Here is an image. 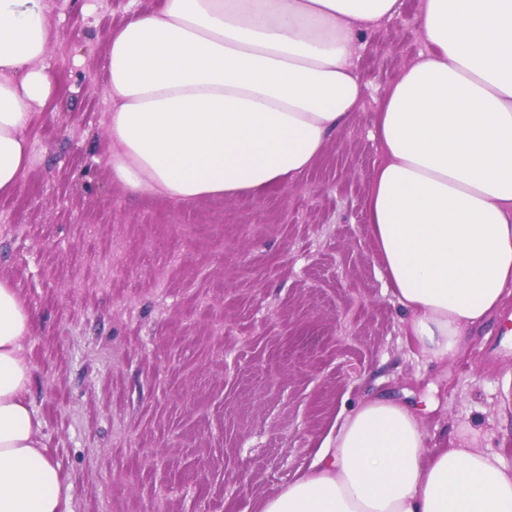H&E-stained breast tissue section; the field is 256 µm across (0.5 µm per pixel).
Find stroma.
Returning a JSON list of instances; mask_svg holds the SVG:
<instances>
[{"label": "stroma", "instance_id": "1", "mask_svg": "<svg viewBox=\"0 0 512 512\" xmlns=\"http://www.w3.org/2000/svg\"><path fill=\"white\" fill-rule=\"evenodd\" d=\"M49 2L61 91L0 196V279L33 317L30 400L68 512H257L377 393L420 406L428 444L493 433L512 470V297L461 357L430 363L369 233L375 118L425 48L420 0L360 38L362 102L294 184L188 204L134 197L108 165V36L160 0Z\"/></svg>", "mask_w": 512, "mask_h": 512}]
</instances>
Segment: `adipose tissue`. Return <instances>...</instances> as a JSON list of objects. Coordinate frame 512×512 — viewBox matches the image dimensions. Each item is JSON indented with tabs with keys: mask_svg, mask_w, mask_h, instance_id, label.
<instances>
[{
	"mask_svg": "<svg viewBox=\"0 0 512 512\" xmlns=\"http://www.w3.org/2000/svg\"><path fill=\"white\" fill-rule=\"evenodd\" d=\"M401 0H160L113 28L105 64L112 179L175 203L260 197L321 156L362 97L356 42ZM426 44L377 117L366 208L376 255L431 361L460 355L512 295V0H421ZM48 0H0V194L30 165L58 92ZM0 280V512H64L40 438L24 341ZM464 429L427 447L387 395L338 415L309 472L258 512H512V471Z\"/></svg>",
	"mask_w": 512,
	"mask_h": 512,
	"instance_id": "ef3b65f1",
	"label": "adipose tissue"
}]
</instances>
